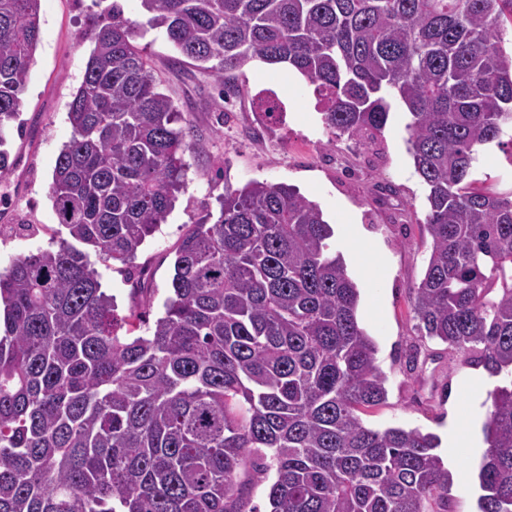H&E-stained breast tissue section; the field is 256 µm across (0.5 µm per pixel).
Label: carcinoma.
<instances>
[{
  "label": "carcinoma",
  "instance_id": "cac0c4a2",
  "mask_svg": "<svg viewBox=\"0 0 512 512\" xmlns=\"http://www.w3.org/2000/svg\"><path fill=\"white\" fill-rule=\"evenodd\" d=\"M146 24L230 92L260 60L314 87L336 136L383 132L391 100L426 185L431 251L413 319L492 375L480 512H512V194L472 187L479 147L512 150V0H140ZM41 0H0L1 149L40 39ZM112 4L70 103L51 197L67 237L0 273V512H425L449 478L438 437L383 431L359 412L387 399L359 289L319 205L295 187L227 190L175 252L171 294L147 335L123 319L90 260L132 267L204 148Z\"/></svg>",
  "mask_w": 512,
  "mask_h": 512
}]
</instances>
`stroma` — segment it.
<instances>
[{
  "mask_svg": "<svg viewBox=\"0 0 512 512\" xmlns=\"http://www.w3.org/2000/svg\"><path fill=\"white\" fill-rule=\"evenodd\" d=\"M112 0H42L40 42L21 94L22 133L7 148L15 164L0 180V271L14 259L45 247L58 231L50 198L56 159L72 135L69 105L92 49L81 31L89 14L107 11ZM160 90L204 141L186 155V189L135 261L133 275L96 262L118 315L150 297L145 317L164 312L175 250L190 225L218 214L225 190L252 180L286 183L316 202L333 225L356 224L360 239H331L360 292L358 320L377 346L387 378L384 404L362 412L364 424L418 428L434 434L446 427L482 428L492 410L489 395L476 393L478 369L438 341L422 337L411 312V290L423 276L431 238L426 230V188L407 150L409 115L393 103L381 136L333 138L321 121L313 88L285 67L252 61L228 80L225 96L213 78L195 68L157 30L136 37ZM278 96L284 111L262 103ZM471 179L484 191L512 192V161L489 143L479 148Z\"/></svg>",
  "mask_w": 512,
  "mask_h": 512,
  "instance_id": "35a3bbf8",
  "label": "stroma"
}]
</instances>
